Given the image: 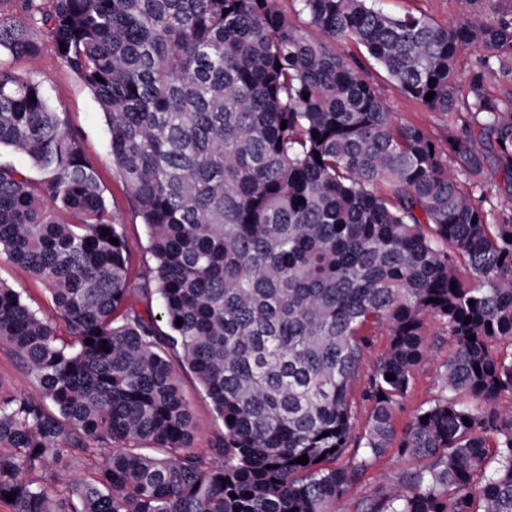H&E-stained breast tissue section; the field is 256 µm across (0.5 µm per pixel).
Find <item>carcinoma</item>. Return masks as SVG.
<instances>
[{"mask_svg":"<svg viewBox=\"0 0 512 512\" xmlns=\"http://www.w3.org/2000/svg\"><path fill=\"white\" fill-rule=\"evenodd\" d=\"M42 2L0 7V53L37 56L47 29L105 114L154 265L132 283L79 136L37 76L0 64V149L41 174L0 163V254L44 282L67 331L0 283V341L39 389L0 393V502L336 512L393 449L407 466L355 512H512V204L482 192L490 157L512 192V6L440 26L299 0L310 40L276 0ZM336 40L454 118L444 144L396 122ZM154 298L167 332L139 309ZM429 319L454 350L399 430ZM379 335L360 432L352 390ZM181 367L224 421L214 454L192 448Z\"/></svg>","mask_w":512,"mask_h":512,"instance_id":"obj_1","label":"carcinoma"}]
</instances>
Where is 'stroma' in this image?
I'll return each instance as SVG.
<instances>
[{"label": "stroma", "mask_w": 512, "mask_h": 512, "mask_svg": "<svg viewBox=\"0 0 512 512\" xmlns=\"http://www.w3.org/2000/svg\"><path fill=\"white\" fill-rule=\"evenodd\" d=\"M375 5L392 17L408 14L425 17L438 25L469 11L512 6V0H376ZM337 54L354 57L360 64V73L378 85L382 97L396 120L421 126L435 140H444L454 126L447 115L429 110L419 101L404 94L386 74L369 60L364 48L352 43L336 42ZM7 66L21 74L33 73L42 80L50 104L64 112L69 128L82 142L87 161L97 172L101 191L109 210L123 226L126 249L130 255V278L141 282L152 264L148 252L147 231L137 215L123 182L112 165L106 140L104 116L91 92L83 82L58 58L51 43H44L37 58H10ZM0 281L19 293L22 299L42 317L55 319L56 312L45 285L25 269L0 254ZM428 360L415 371V388L406 400L401 420H408L413 411L434 399L441 391L439 367L453 351V344L436 321L427 323ZM181 385L192 408L196 425L194 448L199 452H213L224 439V423L191 372L181 375ZM33 395L37 387L32 375L18 360L9 345L0 342V391ZM404 463L396 455L382 456L354 486L347 501L339 505V512H353L356 502L370 495L375 488L398 477Z\"/></svg>", "instance_id": "35a3bbf8"}]
</instances>
